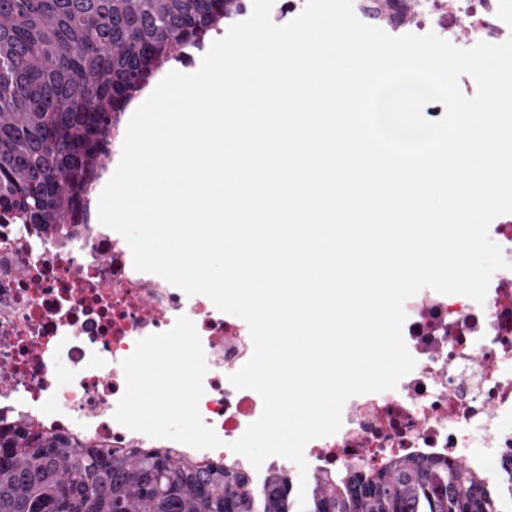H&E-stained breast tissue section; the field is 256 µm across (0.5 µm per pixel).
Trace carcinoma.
Wrapping results in <instances>:
<instances>
[{
  "label": "carcinoma",
  "instance_id": "obj_1",
  "mask_svg": "<svg viewBox=\"0 0 512 512\" xmlns=\"http://www.w3.org/2000/svg\"><path fill=\"white\" fill-rule=\"evenodd\" d=\"M361 2L372 21L401 28L424 5ZM245 9V0H0V224L74 223L128 104ZM289 482L275 469L251 488L223 463L107 450L0 415V512H298ZM504 492L512 499V458L490 478L400 456L318 474L305 512H502Z\"/></svg>",
  "mask_w": 512,
  "mask_h": 512
}]
</instances>
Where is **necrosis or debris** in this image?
Masks as SVG:
<instances>
[{
  "instance_id": "4bbe7bcc",
  "label": "necrosis or debris",
  "mask_w": 512,
  "mask_h": 512,
  "mask_svg": "<svg viewBox=\"0 0 512 512\" xmlns=\"http://www.w3.org/2000/svg\"><path fill=\"white\" fill-rule=\"evenodd\" d=\"M428 0L416 34L439 28L469 42H504L512 0ZM490 239L507 268L493 273L483 302L434 289L404 304L403 338L415 360L396 388L348 398L341 427L308 442L309 471L357 463L378 467L401 455L433 456L486 470L512 454V214L494 218ZM188 344L194 378L185 401L191 430L174 435L134 411L137 370L147 355ZM249 326L207 296L187 295L136 270L120 233L64 224L51 234L0 225V412L36 427L90 436L111 448L172 450L203 461H233L261 487L274 469L231 450L263 411L261 396L230 382L251 357Z\"/></svg>"
}]
</instances>
